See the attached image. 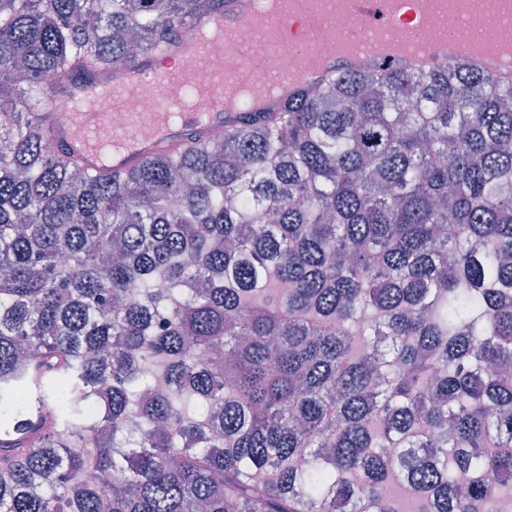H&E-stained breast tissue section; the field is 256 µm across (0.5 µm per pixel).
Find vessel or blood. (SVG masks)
I'll use <instances>...</instances> for the list:
<instances>
[{
    "label": "vessel or blood",
    "instance_id": "1",
    "mask_svg": "<svg viewBox=\"0 0 512 512\" xmlns=\"http://www.w3.org/2000/svg\"><path fill=\"white\" fill-rule=\"evenodd\" d=\"M285 7L272 16L262 32L263 52H254L237 38L239 26L251 17L253 0H215L207 14L188 20L174 50L149 53L132 65L86 79L76 78L71 96L55 97V109L41 115L50 149L79 160L90 170L109 166L121 170L146 156L177 147L189 137L204 138L210 129L234 126L238 109L225 103L240 84L261 79L272 70L280 84L279 95L258 104L261 112H276L309 83L340 71L383 70L401 66L436 68L463 61L496 78L512 81V67L482 54L439 42L436 50L421 53L374 51L405 20L427 29L441 28L448 19L459 26L478 24L490 11L498 12L497 37L512 41V0H283ZM344 14L352 27L338 32L334 17ZM350 49L342 64L327 63L339 45ZM238 62L236 70L224 68L225 58ZM308 77L297 78L300 65ZM189 83L192 98H168L170 83ZM132 98L147 99L152 109L132 113L126 126L117 127L103 109L106 101L120 104ZM207 99V111L196 107Z\"/></svg>",
    "mask_w": 512,
    "mask_h": 512
}]
</instances>
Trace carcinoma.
<instances>
[{"mask_svg": "<svg viewBox=\"0 0 512 512\" xmlns=\"http://www.w3.org/2000/svg\"><path fill=\"white\" fill-rule=\"evenodd\" d=\"M213 0H0V512H495L512 488V82L345 71L121 171L50 85Z\"/></svg>", "mask_w": 512, "mask_h": 512, "instance_id": "1", "label": "carcinoma"}]
</instances>
